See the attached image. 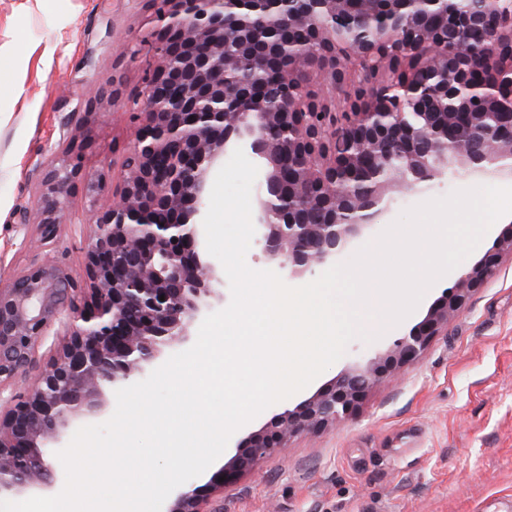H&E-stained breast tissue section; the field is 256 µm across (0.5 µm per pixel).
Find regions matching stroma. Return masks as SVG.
<instances>
[{"label":"stroma","mask_w":512,"mask_h":512,"mask_svg":"<svg viewBox=\"0 0 512 512\" xmlns=\"http://www.w3.org/2000/svg\"><path fill=\"white\" fill-rule=\"evenodd\" d=\"M150 16L148 0H0V283L52 258L86 284L85 179L70 186L67 222L50 246L36 235L35 188L63 144L87 138V176L105 174V198L118 199L137 130L123 102L142 78L130 47L149 36ZM16 83L22 94H14ZM89 101L94 113L77 111ZM482 185L512 187V178L462 171L419 190L395 182L379 226L424 201ZM452 283L449 274L437 280L415 311L376 341L353 340L301 392L239 429L226 456L283 407L328 387L358 358L391 347ZM67 339L66 327L53 325L36 349L34 369L11 394L27 393ZM210 478L202 473L196 484L214 512H500L512 499V257L501 255L496 275L449 316L417 362L393 384L370 388L348 419L291 438L254 472L225 480L223 492H212Z\"/></svg>","instance_id":"obj_1"}]
</instances>
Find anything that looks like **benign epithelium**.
I'll list each match as a JSON object with an SVG mask.
<instances>
[{"label":"benign epithelium","instance_id":"benign-epithelium-1","mask_svg":"<svg viewBox=\"0 0 512 512\" xmlns=\"http://www.w3.org/2000/svg\"><path fill=\"white\" fill-rule=\"evenodd\" d=\"M153 37L140 42L152 49L143 68L142 87L129 109L138 130L123 161L128 176L117 204H98L103 181L90 184L95 220L85 250L86 275L91 295L69 278L57 263H33L0 285V398L10 384L34 362L36 347L55 322L69 332L59 357L48 363L26 398L0 411V497L49 495L56 492L62 470L56 456L72 419L81 414H105L100 387L119 389L132 384L131 370L152 363L162 348L187 335L192 322L213 300H224V281L207 252L203 209L207 175L228 149L250 151L262 164L258 180L257 244L265 257L285 276L309 270L313 263L334 261L372 226L382 210L390 184L405 180L412 189L453 171L459 163L473 174L512 175V121L486 127L461 150H450L484 116L482 112H454L448 129L427 125L413 128L398 119L395 109L408 105L421 110L439 91L411 76L386 90H375L365 111L355 112L345 124L349 151L338 155L336 113L310 118L308 112L290 111L292 97L284 94L271 105L266 90L230 85L224 72V47L230 42H264L263 14L276 11L293 27L299 18H313V10L329 0H152ZM440 0H388L387 13L378 24L391 37L417 48L423 55L438 50L448 55V96H459L474 81L452 49L449 37L416 39L401 10L413 4ZM451 20L485 30L483 64L512 66V53L502 56L501 45L512 44V16L496 21L477 10L467 17L448 10ZM192 27L193 40L182 31ZM333 41L316 23L307 40L308 51L320 55ZM183 82L178 97L168 94L170 84ZM279 117L299 133L272 143L266 134L270 116ZM491 139L499 152L490 155L482 144ZM207 143V150L196 146ZM387 146L403 150L407 165L388 168L381 152ZM85 144L69 141L46 165L37 192L40 211L37 233L51 244L59 236L68 209L67 188L83 176ZM371 154L374 166L359 171L361 157ZM448 159V171L440 169ZM290 165L294 182L283 177ZM346 179L358 182L365 197L361 214L344 212L329 224H295L288 209L277 206L285 191L308 196V182L333 189ZM496 272V260L487 257L460 270L453 292L436 304L419 324L399 337L384 353L360 360L333 384L313 393L294 407H286L260 430L244 449L212 476L219 478L251 470L261 459L284 447L295 435L339 422L351 415L355 402L369 388L389 381L409 362L420 358L430 338L448 322L471 293ZM139 310L137 322L127 312ZM162 512H205L199 489L190 481L166 499Z\"/></svg>","mask_w":512,"mask_h":512}]
</instances>
